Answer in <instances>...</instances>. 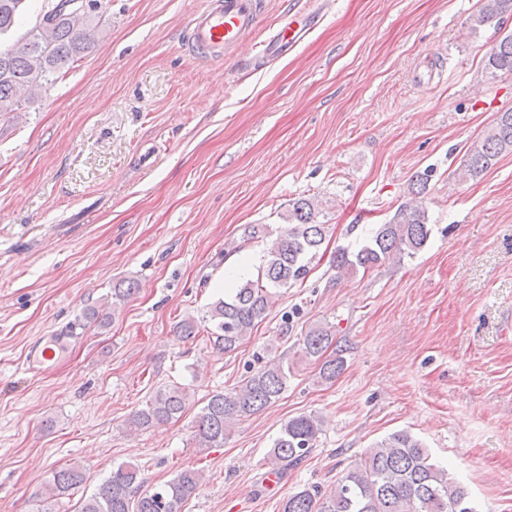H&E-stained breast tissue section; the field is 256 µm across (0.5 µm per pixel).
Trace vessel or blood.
Here are the masks:
<instances>
[{"mask_svg": "<svg viewBox=\"0 0 512 512\" xmlns=\"http://www.w3.org/2000/svg\"><path fill=\"white\" fill-rule=\"evenodd\" d=\"M314 19V14L301 10L288 12L277 22L271 37L259 42L255 36L264 21L263 0H203L189 19L188 33L194 55L202 61L223 59L247 41L265 56L286 53ZM75 335L74 328L65 326L55 331L49 345L34 341L22 363L23 371L35 377L54 371L55 347L66 346Z\"/></svg>", "mask_w": 512, "mask_h": 512, "instance_id": "1", "label": "vessel or blood"}]
</instances>
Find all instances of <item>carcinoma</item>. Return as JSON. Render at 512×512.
I'll return each instance as SVG.
<instances>
[{"label": "carcinoma", "instance_id": "carcinoma-1", "mask_svg": "<svg viewBox=\"0 0 512 512\" xmlns=\"http://www.w3.org/2000/svg\"><path fill=\"white\" fill-rule=\"evenodd\" d=\"M28 0H0V39L9 35L25 12ZM481 7L466 20L473 34L512 12V0H481ZM74 0H55L38 25L24 36L0 48V113L16 112L22 103L53 84L81 60L97 42L103 12L94 8L81 14ZM489 78L512 75V32L503 35L485 61ZM512 150V108L500 113L493 125L468 150L466 174L472 178L496 164L504 151ZM322 202L299 198L288 204L283 219L288 229L272 236L267 224H251L245 230L250 240L267 242L265 262L256 278L236 285L230 295L215 300L208 311L215 342L233 351L251 338L278 288L303 281L315 258L327 224ZM431 227L422 204L400 206L385 224H380L358 250L336 253V268L367 270L393 255L412 256L428 242ZM134 292L133 283L120 281L112 287V307L124 303ZM335 331L328 325L311 327L298 343L299 358L320 364L319 377L333 381L344 369V359L324 357ZM290 367L278 359L255 371L240 389L217 392L197 416L195 438L205 448L224 446V439L241 418L274 403L288 388ZM188 393L180 386L155 391L144 408L126 421L132 431L166 424L186 407ZM324 421L316 415H298L288 420L264 457V465L281 472L296 465L314 447ZM88 481L86 471L71 465L55 472L47 485L49 497L61 496ZM197 468L182 469L170 481L151 492H140V470L123 463L112 470L96 492L81 503L78 512H183L185 503L201 486ZM282 512H475L467 493L448 477V469L435 462L423 443L405 431H396L364 450L359 463L347 470L326 492L304 488L288 496Z\"/></svg>", "mask_w": 512, "mask_h": 512}]
</instances>
